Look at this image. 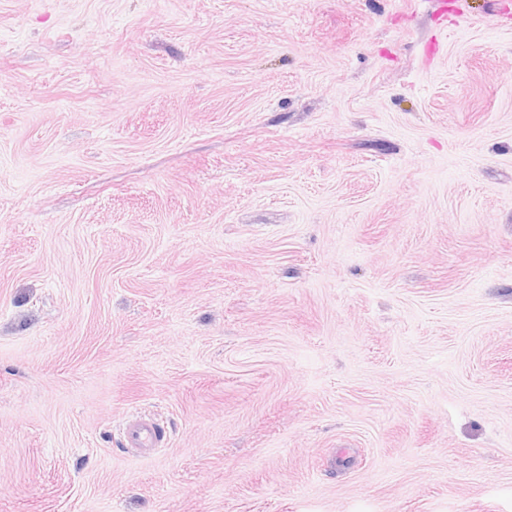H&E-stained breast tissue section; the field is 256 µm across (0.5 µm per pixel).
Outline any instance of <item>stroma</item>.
Wrapping results in <instances>:
<instances>
[{"mask_svg":"<svg viewBox=\"0 0 512 512\" xmlns=\"http://www.w3.org/2000/svg\"><path fill=\"white\" fill-rule=\"evenodd\" d=\"M456 4L0 0V512H512V0ZM125 447L137 450L141 455L150 454L162 442L160 426L149 419H137L129 423L124 432Z\"/></svg>","mask_w":512,"mask_h":512,"instance_id":"obj_1","label":"stroma"}]
</instances>
